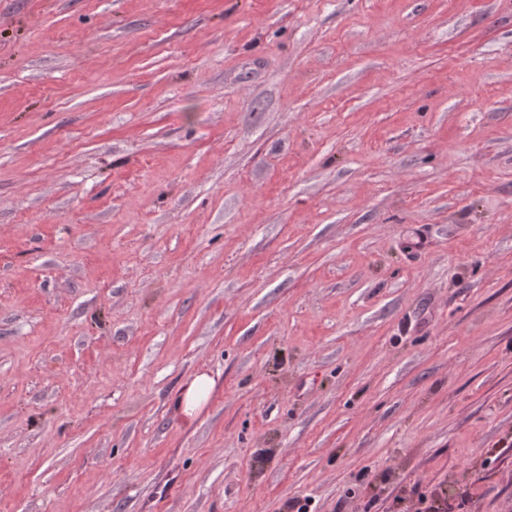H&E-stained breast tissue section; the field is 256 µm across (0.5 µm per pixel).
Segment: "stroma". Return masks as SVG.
Instances as JSON below:
<instances>
[{
    "label": "stroma",
    "mask_w": 512,
    "mask_h": 512,
    "mask_svg": "<svg viewBox=\"0 0 512 512\" xmlns=\"http://www.w3.org/2000/svg\"><path fill=\"white\" fill-rule=\"evenodd\" d=\"M295 499L512 512V0H0V512ZM215 381L206 372L190 378L176 397V408L187 424H192L198 414L208 404Z\"/></svg>",
    "instance_id": "stroma-1"
}]
</instances>
